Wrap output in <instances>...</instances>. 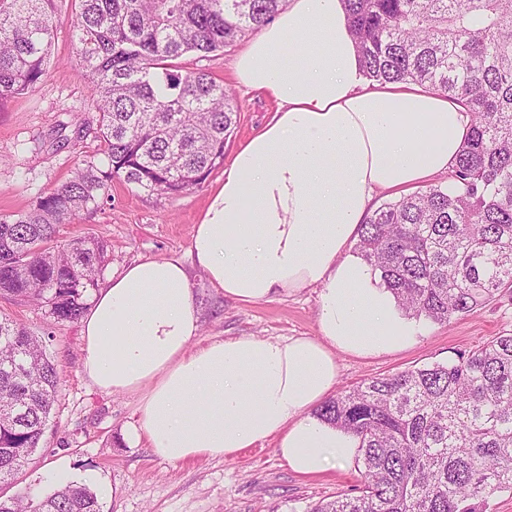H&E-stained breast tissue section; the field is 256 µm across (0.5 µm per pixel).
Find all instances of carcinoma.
<instances>
[{
    "instance_id": "carcinoma-1",
    "label": "carcinoma",
    "mask_w": 512,
    "mask_h": 512,
    "mask_svg": "<svg viewBox=\"0 0 512 512\" xmlns=\"http://www.w3.org/2000/svg\"><path fill=\"white\" fill-rule=\"evenodd\" d=\"M77 66L91 83L105 164L93 161L32 209L0 215V297L75 322L97 286L104 246L51 243L114 179L178 195L224 161L236 99L208 59L268 24L284 0H78ZM364 75L463 102L470 126L448 185L377 207L357 249L405 314L445 323L512 288V0H344ZM56 0H0V100L36 88L52 57ZM60 377L40 341L0 317V484L39 447ZM315 415L359 440V494L307 512H492L512 491V331L446 363L366 379ZM0 512H100L85 486Z\"/></svg>"
}]
</instances>
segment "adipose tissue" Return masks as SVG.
<instances>
[{"label":"adipose tissue","mask_w":512,"mask_h":512,"mask_svg":"<svg viewBox=\"0 0 512 512\" xmlns=\"http://www.w3.org/2000/svg\"><path fill=\"white\" fill-rule=\"evenodd\" d=\"M235 71L276 109L225 169L191 252L213 288L238 302L320 287L318 335L196 345L187 271L148 259L94 293L81 318L82 365L98 389L139 394L129 447L144 442L179 462L229 459L272 439L293 472L314 477L358 447L313 414L335 390L337 354L378 356L417 339L348 246L376 192L400 194L451 169L470 117L439 92L368 81L343 0H287Z\"/></svg>","instance_id":"1"}]
</instances>
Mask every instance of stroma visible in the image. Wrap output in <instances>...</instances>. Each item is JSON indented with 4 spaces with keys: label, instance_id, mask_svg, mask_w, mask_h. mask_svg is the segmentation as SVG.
Listing matches in <instances>:
<instances>
[{
    "label": "stroma",
    "instance_id": "stroma-1",
    "mask_svg": "<svg viewBox=\"0 0 512 512\" xmlns=\"http://www.w3.org/2000/svg\"><path fill=\"white\" fill-rule=\"evenodd\" d=\"M75 11L74 0H59L53 58L37 88L0 102V215L27 212L40 194L68 181L85 161L103 160L97 115L83 109L90 82L76 66L70 32ZM244 46V41H237L206 61L192 53L178 60L180 71L206 69L234 91L240 120L224 149L228 158L261 130L274 109L271 100L247 92L237 82L234 61ZM223 178V169H215L201 186L173 197L113 180L97 205L60 226L57 241H101L106 247L98 279L102 285L137 261L180 260L189 270L201 312L199 343L230 336L317 335L320 288L244 304L224 297L195 268L192 228L212 187ZM1 315L41 338L61 377L51 423L18 476V486L31 495L42 496L76 481L96 494L102 512H307L316 502L350 492L361 483L353 460L314 478L299 476L276 454L272 440L242 449L228 460L169 462L147 447H128L120 435L139 417L138 397L102 392L87 378L80 323L54 320L44 305L3 298ZM417 324V341L401 351L367 358L337 354L338 387L445 363L456 353L512 330V294H502L447 323L421 318Z\"/></svg>",
    "mask_w": 512,
    "mask_h": 512
}]
</instances>
